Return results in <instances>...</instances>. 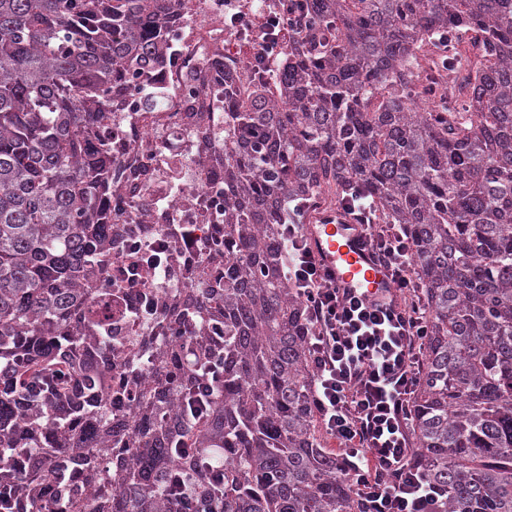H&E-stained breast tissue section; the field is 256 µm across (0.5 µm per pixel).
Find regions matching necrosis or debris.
I'll list each match as a JSON object with an SVG mask.
<instances>
[{
    "label": "necrosis or debris",
    "instance_id": "obj_1",
    "mask_svg": "<svg viewBox=\"0 0 512 512\" xmlns=\"http://www.w3.org/2000/svg\"><path fill=\"white\" fill-rule=\"evenodd\" d=\"M188 26L176 32L171 63L153 75L148 93L158 94V105L145 109L133 104L118 107L105 133L124 144L122 163L112 173L120 193L137 188L141 195L165 204L144 222L162 241L172 238L175 224L195 225L206 234L214 216L208 206L213 190L200 174L195 152L197 121L188 111V90L208 62L224 52L231 36L224 28V0H188ZM156 154L158 162L142 183L134 170L143 157Z\"/></svg>",
    "mask_w": 512,
    "mask_h": 512
}]
</instances>
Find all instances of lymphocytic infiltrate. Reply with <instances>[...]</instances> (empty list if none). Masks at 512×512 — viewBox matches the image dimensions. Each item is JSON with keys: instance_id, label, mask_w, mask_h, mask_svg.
<instances>
[{"instance_id": "1", "label": "lymphocytic infiltrate", "mask_w": 512, "mask_h": 512, "mask_svg": "<svg viewBox=\"0 0 512 512\" xmlns=\"http://www.w3.org/2000/svg\"><path fill=\"white\" fill-rule=\"evenodd\" d=\"M224 26L238 37L259 35L247 59L249 71L275 69L280 13L240 8L225 12ZM348 210L361 223L394 288L374 302L339 293L302 226L286 225V278L306 300L313 321V403L322 429L336 440L348 464L347 477L366 512H441L447 490L411 463L409 402L423 376L428 334L425 311L416 300L420 284L412 271L414 242L402 225L372 223L365 205L352 204ZM129 251L140 263L132 266L115 259L113 285L147 297L164 248L135 240Z\"/></svg>"}]
</instances>
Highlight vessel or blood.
<instances>
[{"mask_svg": "<svg viewBox=\"0 0 512 512\" xmlns=\"http://www.w3.org/2000/svg\"><path fill=\"white\" fill-rule=\"evenodd\" d=\"M305 235L340 291L371 301L389 294V274L376 263L360 225L331 213L307 225Z\"/></svg>", "mask_w": 512, "mask_h": 512, "instance_id": "vessel-or-blood-1", "label": "vessel or blood"}]
</instances>
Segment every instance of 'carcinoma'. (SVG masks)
Instances as JSON below:
<instances>
[{
	"label": "carcinoma",
	"instance_id": "1",
	"mask_svg": "<svg viewBox=\"0 0 512 512\" xmlns=\"http://www.w3.org/2000/svg\"><path fill=\"white\" fill-rule=\"evenodd\" d=\"M272 75L189 102L217 222L184 288L99 287L155 207L112 188L104 102L169 62L184 0H0V481L23 512H364L309 396L289 210L364 200L415 241L430 343L413 457L442 512H512V0H304ZM205 409L185 391L212 379Z\"/></svg>",
	"mask_w": 512,
	"mask_h": 512
}]
</instances>
